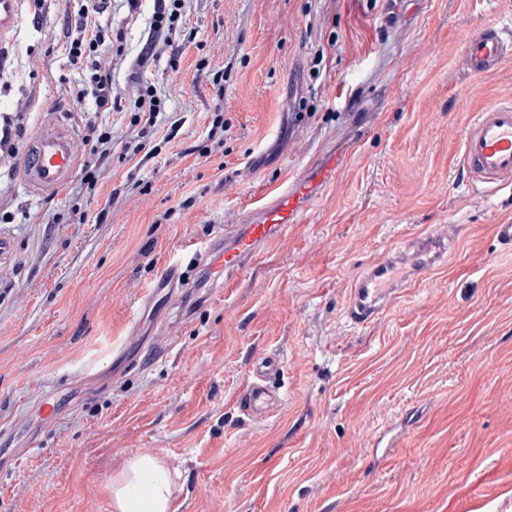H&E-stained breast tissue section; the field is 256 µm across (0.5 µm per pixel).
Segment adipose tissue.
Here are the masks:
<instances>
[{"mask_svg":"<svg viewBox=\"0 0 512 512\" xmlns=\"http://www.w3.org/2000/svg\"><path fill=\"white\" fill-rule=\"evenodd\" d=\"M113 512H170L173 484L164 463L143 454L125 462L111 479Z\"/></svg>","mask_w":512,"mask_h":512,"instance_id":"1","label":"adipose tissue"}]
</instances>
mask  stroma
Listing matches in <instances>:
<instances>
[{
    "label": "stroma",
    "mask_w": 512,
    "mask_h": 512,
    "mask_svg": "<svg viewBox=\"0 0 512 512\" xmlns=\"http://www.w3.org/2000/svg\"><path fill=\"white\" fill-rule=\"evenodd\" d=\"M185 0L179 56L141 68L168 97L138 137L128 112L76 101L62 0L22 7L0 59V120L112 131L95 186L30 195L0 161V512H112L110 479L150 453L169 468L172 512H512V191L463 180L472 115L512 97V65L456 62L483 24L512 29V0ZM155 0H107L125 35L115 93ZM223 115L222 139L211 138ZM346 158L249 268L220 292L158 281L244 224L328 152ZM105 222H98L100 212ZM446 261L372 322L352 325L354 277L435 226ZM280 361L267 419L238 399L253 364ZM58 406L44 422L39 401Z\"/></svg>",
    "instance_id": "35a3bbf8"
}]
</instances>
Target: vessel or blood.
<instances>
[{"label":"vessel or blood","mask_w":512,"mask_h":512,"mask_svg":"<svg viewBox=\"0 0 512 512\" xmlns=\"http://www.w3.org/2000/svg\"><path fill=\"white\" fill-rule=\"evenodd\" d=\"M19 0H0V42L9 40L16 24ZM512 59V30L489 23L463 41L457 60L468 73L481 76ZM463 169L473 184L489 192L512 190V99L483 107L466 127L460 145ZM79 164L77 135L73 127L60 121L43 124L30 139L24 152L22 183L31 193L55 196L70 181ZM340 165L336 154L325 155L302 179L293 181L274 194L237 229L231 238L216 235L200 259L210 287L220 288L225 278L238 272L259 254L275 236L293 223L318 188L334 177ZM458 239L457 225H440L414 241L412 254L386 255L370 265L352 282L346 315L355 325L375 318L407 287L412 277L429 272L441 262ZM280 364L267 358L253 369V380L240 409L249 417L262 419L279 401L278 393L266 381Z\"/></svg>","instance_id":"vessel-or-blood-1"}]
</instances>
